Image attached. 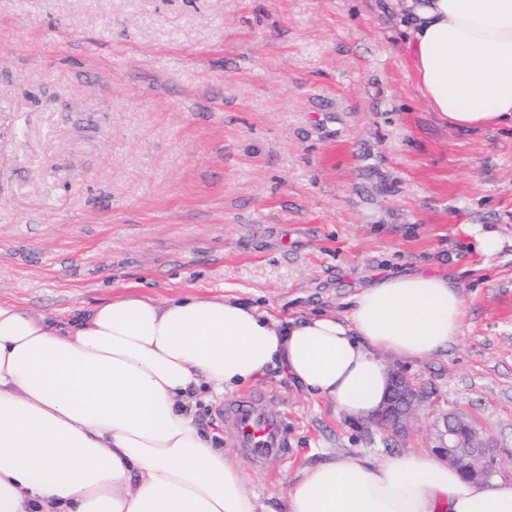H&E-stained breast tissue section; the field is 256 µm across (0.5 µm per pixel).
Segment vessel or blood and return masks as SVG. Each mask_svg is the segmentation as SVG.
<instances>
[{
    "label": "vessel or blood",
    "instance_id": "vessel-or-blood-1",
    "mask_svg": "<svg viewBox=\"0 0 512 512\" xmlns=\"http://www.w3.org/2000/svg\"><path fill=\"white\" fill-rule=\"evenodd\" d=\"M226 415L234 438L254 461L287 457L288 426L279 414L258 410L246 401H236L228 404Z\"/></svg>",
    "mask_w": 512,
    "mask_h": 512
}]
</instances>
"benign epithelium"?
I'll return each instance as SVG.
<instances>
[{
  "instance_id": "obj_1",
  "label": "benign epithelium",
  "mask_w": 512,
  "mask_h": 512,
  "mask_svg": "<svg viewBox=\"0 0 512 512\" xmlns=\"http://www.w3.org/2000/svg\"><path fill=\"white\" fill-rule=\"evenodd\" d=\"M391 378L388 399L376 415V421L397 432H403L416 405L425 395L420 388L404 378L400 371L391 370ZM434 451L470 478L488 482L495 474L489 438L460 417L448 416L443 419L442 427L437 429Z\"/></svg>"
}]
</instances>
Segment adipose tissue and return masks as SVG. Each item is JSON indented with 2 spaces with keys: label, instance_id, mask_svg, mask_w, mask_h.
Returning <instances> with one entry per match:
<instances>
[{
  "label": "adipose tissue",
  "instance_id": "1",
  "mask_svg": "<svg viewBox=\"0 0 512 512\" xmlns=\"http://www.w3.org/2000/svg\"><path fill=\"white\" fill-rule=\"evenodd\" d=\"M417 89L449 126H512V0H406ZM448 277L389 275L345 318L295 321L226 296L117 297L63 319L0 304V512H262L186 410L270 369L354 420L461 331ZM285 512H512V481L464 479L424 450L303 468Z\"/></svg>",
  "mask_w": 512,
  "mask_h": 512
}]
</instances>
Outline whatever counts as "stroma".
I'll use <instances>...</instances> for the list:
<instances>
[{
	"label": "stroma",
	"instance_id": "35a3bbf8",
	"mask_svg": "<svg viewBox=\"0 0 512 512\" xmlns=\"http://www.w3.org/2000/svg\"><path fill=\"white\" fill-rule=\"evenodd\" d=\"M403 0H0V303L59 318L120 295L230 296L346 317L426 271L464 299L448 349L387 356L427 398L406 432L335 412L272 369L234 391L288 426L262 464L218 433L265 512L303 467L433 450L453 413L512 479V127L443 124ZM504 240L477 253L470 225Z\"/></svg>",
	"mask_w": 512,
	"mask_h": 512
}]
</instances>
